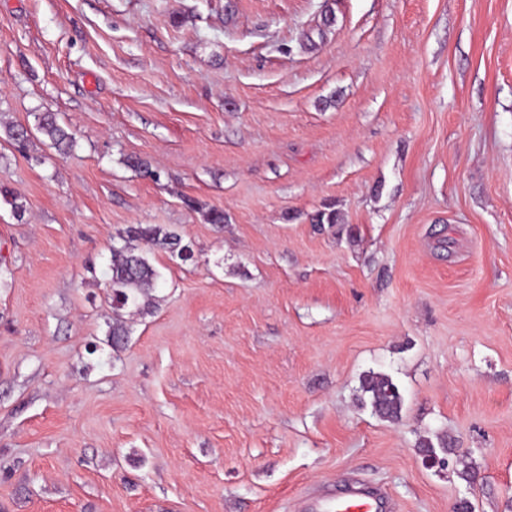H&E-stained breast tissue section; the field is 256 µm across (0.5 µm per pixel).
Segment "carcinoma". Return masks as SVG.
Wrapping results in <instances>:
<instances>
[{
	"mask_svg": "<svg viewBox=\"0 0 512 512\" xmlns=\"http://www.w3.org/2000/svg\"><path fill=\"white\" fill-rule=\"evenodd\" d=\"M8 138L20 146L26 145L37 132L43 142L60 153H68L75 146V137L60 124L52 112L36 117L35 129L21 124L6 126ZM10 206L12 215L22 219L25 204L16 191L0 187V204ZM122 244L112 247L107 287L112 291V325L109 336L117 346L129 336L128 318L156 303L155 290L160 279L159 271L149 262L145 249L162 250L177 255L184 261L193 259L189 246L182 244L181 236L173 229L157 224H137L125 230ZM360 405H370L379 418L398 423L404 410L403 393L389 374L368 370L359 379Z\"/></svg>",
	"mask_w": 512,
	"mask_h": 512,
	"instance_id": "carcinoma-1",
	"label": "carcinoma"
}]
</instances>
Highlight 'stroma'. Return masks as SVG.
Listing matches in <instances>:
<instances>
[{"label":"stroma","instance_id":"stroma-1","mask_svg":"<svg viewBox=\"0 0 512 512\" xmlns=\"http://www.w3.org/2000/svg\"><path fill=\"white\" fill-rule=\"evenodd\" d=\"M0 186V512H512V0H0ZM134 224L194 258L115 347ZM36 132L43 136L46 143L60 153L71 152L75 146V137L68 128L60 124L52 112H43L36 117ZM358 392L360 405L369 404L374 415L394 424L402 420L405 400L391 375L373 369L365 371L360 376ZM334 508L336 512H377L378 502L374 493L355 487L345 497L336 499L335 505H330L327 510Z\"/></svg>","mask_w":512,"mask_h":512}]
</instances>
